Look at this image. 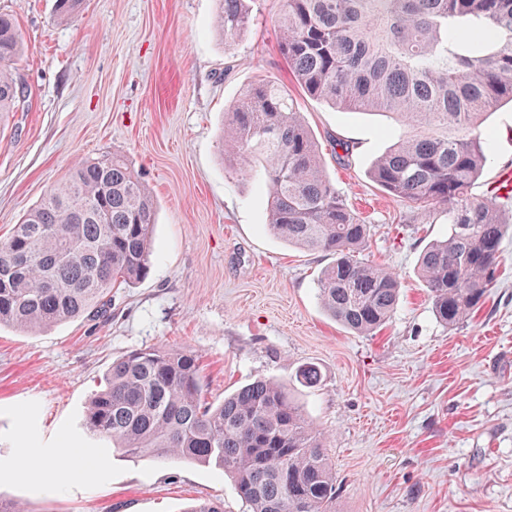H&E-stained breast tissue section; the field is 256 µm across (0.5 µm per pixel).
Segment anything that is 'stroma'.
I'll return each mask as SVG.
<instances>
[{"label":"stroma","instance_id":"stroma-1","mask_svg":"<svg viewBox=\"0 0 512 512\" xmlns=\"http://www.w3.org/2000/svg\"><path fill=\"white\" fill-rule=\"evenodd\" d=\"M217 8L81 0L61 20L56 0H0L27 46L16 66L28 95L0 119V237L86 158L126 157L157 206L152 266L113 289L107 320L0 328V499L24 512H181L205 499L243 512L222 470L176 457L106 451L70 482L18 466L32 434L49 457L94 447L86 404L114 360L183 347L199 356L211 402L258 378L289 382L302 364L320 368V385L299 398L327 436L336 512H512V231L483 307L440 323L417 268L448 227L419 223L369 176L393 142L390 118L298 90L278 50L282 0H256L253 24L229 44ZM258 77L296 100L337 189L370 226L363 258L402 283L374 335L326 314L316 282L329 257L274 236L256 178L224 167V111ZM484 127L493 143L476 197L512 172V106ZM333 139L350 145L345 163L328 151Z\"/></svg>","mask_w":512,"mask_h":512}]
</instances>
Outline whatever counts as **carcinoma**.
Segmentation results:
<instances>
[{
	"label": "carcinoma",
	"instance_id": "1",
	"mask_svg": "<svg viewBox=\"0 0 512 512\" xmlns=\"http://www.w3.org/2000/svg\"><path fill=\"white\" fill-rule=\"evenodd\" d=\"M256 0H219L227 43L242 36ZM279 50L297 85L334 108L387 113L412 128L372 164L389 195L447 233L420 255L419 274L448 326L478 310L497 281L512 192L469 189L489 157L486 113L512 104V0H283ZM14 18L0 13V115L27 88ZM224 166L257 177L269 230L331 257L317 298L337 322L369 335L390 319L401 285L361 258L369 237L326 171L321 146L284 87L258 78L224 113ZM156 206L121 155L81 161L0 238V327L38 333L100 318L112 288L149 270ZM303 365L289 385L258 379L219 403L203 393L198 355L144 349L112 362L89 400L85 428L127 457L176 455L215 464L247 512H334L338 485L322 432L298 388L320 384Z\"/></svg>",
	"mask_w": 512,
	"mask_h": 512
}]
</instances>
